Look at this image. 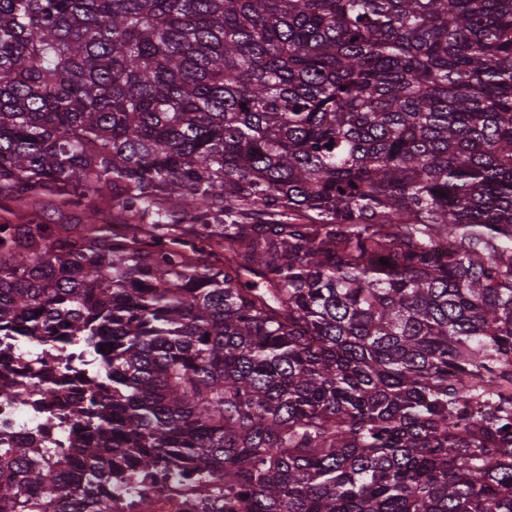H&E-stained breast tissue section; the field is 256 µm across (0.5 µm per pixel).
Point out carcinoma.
Here are the masks:
<instances>
[{"label": "carcinoma", "mask_w": 512, "mask_h": 512, "mask_svg": "<svg viewBox=\"0 0 512 512\" xmlns=\"http://www.w3.org/2000/svg\"><path fill=\"white\" fill-rule=\"evenodd\" d=\"M47 186L151 221L0 224V335L113 344L0 512H512V0H0V193ZM176 483H185L181 477L139 480L135 486L120 485L112 488V495L104 504L105 512H138L136 501L147 498L154 503V512H244L241 507H225L223 496H217L211 489L206 492H187Z\"/></svg>", "instance_id": "obj_1"}]
</instances>
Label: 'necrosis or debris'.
<instances>
[{
  "instance_id": "obj_1",
  "label": "necrosis or debris",
  "mask_w": 512,
  "mask_h": 512,
  "mask_svg": "<svg viewBox=\"0 0 512 512\" xmlns=\"http://www.w3.org/2000/svg\"><path fill=\"white\" fill-rule=\"evenodd\" d=\"M0 353L9 358L8 365H0V440L31 438L49 448L67 447L72 436L69 414L74 398H54L50 392L59 380L84 372V362L52 346L25 345L7 336L0 338ZM179 481L174 475L113 488L104 512H137L140 498L151 500L154 512H223V497L210 490L186 491Z\"/></svg>"
}]
</instances>
